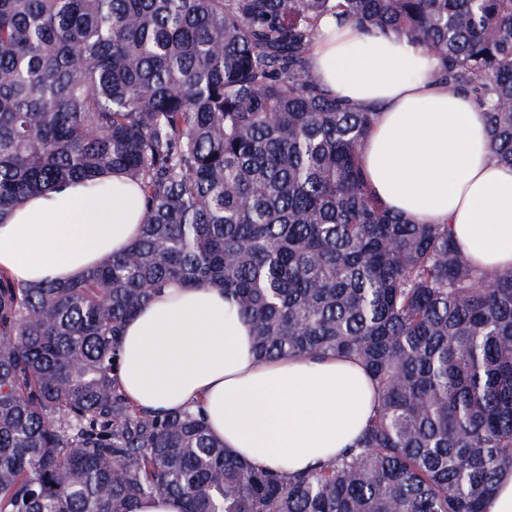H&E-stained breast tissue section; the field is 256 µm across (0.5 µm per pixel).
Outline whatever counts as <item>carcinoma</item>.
<instances>
[{"label": "carcinoma", "mask_w": 512, "mask_h": 512, "mask_svg": "<svg viewBox=\"0 0 512 512\" xmlns=\"http://www.w3.org/2000/svg\"><path fill=\"white\" fill-rule=\"evenodd\" d=\"M328 16L437 57L512 167V0H0V219L105 172L145 210L75 281L0 271V512H483L512 471V271L374 195L376 113L310 73ZM171 283L222 289L262 359L360 361L381 401L355 445L283 476L138 408L119 337Z\"/></svg>", "instance_id": "1"}]
</instances>
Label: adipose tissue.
I'll list each match as a JSON object with an SVG mask.
<instances>
[{
  "label": "adipose tissue",
  "instance_id": "1",
  "mask_svg": "<svg viewBox=\"0 0 512 512\" xmlns=\"http://www.w3.org/2000/svg\"><path fill=\"white\" fill-rule=\"evenodd\" d=\"M431 54L392 34L322 19L313 78L376 113L360 164L375 196L417 224H446L475 264L512 269V168L490 151L485 112L449 93ZM121 174L34 194L0 219V271L21 283L70 282L136 241L144 211ZM119 383L141 407L202 409L225 448L253 465L297 473L335 457L379 403L358 361L263 360L252 327L220 289H163L120 339Z\"/></svg>",
  "mask_w": 512,
  "mask_h": 512
}]
</instances>
